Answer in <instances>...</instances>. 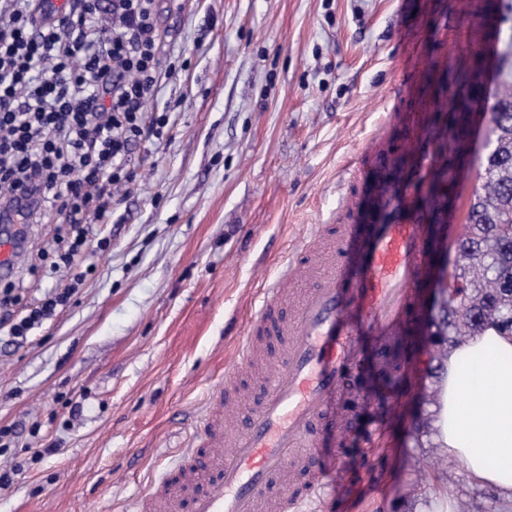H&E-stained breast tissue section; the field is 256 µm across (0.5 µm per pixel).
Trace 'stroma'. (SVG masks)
<instances>
[{
  "instance_id": "35a3bbf8",
  "label": "stroma",
  "mask_w": 512,
  "mask_h": 512,
  "mask_svg": "<svg viewBox=\"0 0 512 512\" xmlns=\"http://www.w3.org/2000/svg\"><path fill=\"white\" fill-rule=\"evenodd\" d=\"M172 32L149 113L162 139L133 148L110 239L64 311L22 345L0 339V467L20 466L0 512H134L137 496L190 447L193 427L300 236L366 207L372 141L407 152L436 122L438 81L481 67L494 100L512 77V0H156ZM488 123L456 183L466 216ZM61 230L34 225L0 289L42 298L40 250ZM423 336H364L360 378L339 405L349 430L310 512H437L442 496L512 512L472 484L438 439L442 375ZM83 404L73 413V401ZM38 434H31V426ZM59 452L36 458L40 439Z\"/></svg>"
}]
</instances>
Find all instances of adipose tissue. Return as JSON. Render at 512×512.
<instances>
[{
    "label": "adipose tissue",
    "instance_id": "1",
    "mask_svg": "<svg viewBox=\"0 0 512 512\" xmlns=\"http://www.w3.org/2000/svg\"><path fill=\"white\" fill-rule=\"evenodd\" d=\"M443 364L444 450L472 483L512 501V334L488 328L450 348Z\"/></svg>",
    "mask_w": 512,
    "mask_h": 512
}]
</instances>
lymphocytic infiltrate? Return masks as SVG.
I'll use <instances>...</instances> for the list:
<instances>
[{
    "instance_id": "obj_1",
    "label": "lymphocytic infiltrate",
    "mask_w": 512,
    "mask_h": 512,
    "mask_svg": "<svg viewBox=\"0 0 512 512\" xmlns=\"http://www.w3.org/2000/svg\"><path fill=\"white\" fill-rule=\"evenodd\" d=\"M155 2L66 0L52 22L38 18L36 0H0V213L27 224L55 213L67 231L42 266L71 277L19 315L8 311L18 295L1 289L0 332L27 336L68 305L87 276L81 255L110 245L93 223L127 181L132 145L168 124L144 111L165 63Z\"/></svg>"
}]
</instances>
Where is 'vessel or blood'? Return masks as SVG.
<instances>
[{"mask_svg":"<svg viewBox=\"0 0 512 512\" xmlns=\"http://www.w3.org/2000/svg\"><path fill=\"white\" fill-rule=\"evenodd\" d=\"M439 130L420 129L408 153L379 157L375 221L349 212L301 240L299 257L255 304L253 330L239 344L241 366L214 393L220 413L205 416L174 484L151 485L140 512H264L268 490L283 479L280 512H303L323 486L322 441L334 404L349 385L359 337L388 336L419 317L420 294L435 282L427 190ZM277 343L280 360L266 373L249 410L231 399L242 366Z\"/></svg>","mask_w":512,"mask_h":512,"instance_id":"b4317fda","label":"vessel or blood"}]
</instances>
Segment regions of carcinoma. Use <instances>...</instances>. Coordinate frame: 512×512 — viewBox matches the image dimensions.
I'll return each mask as SVG.
<instances>
[{"label":"carcinoma","mask_w":512,"mask_h":512,"mask_svg":"<svg viewBox=\"0 0 512 512\" xmlns=\"http://www.w3.org/2000/svg\"><path fill=\"white\" fill-rule=\"evenodd\" d=\"M479 75L452 77L448 87V129L455 131L472 109ZM494 147L481 159V184L475 191L466 223V240L451 277L467 288V305L448 313V340L474 336L489 326L512 333L504 314L512 311V83L504 81L493 103ZM464 145L444 151L440 170L432 182L434 209L447 202L455 179L450 176L465 163Z\"/></svg>","instance_id":"carcinoma-1"}]
</instances>
